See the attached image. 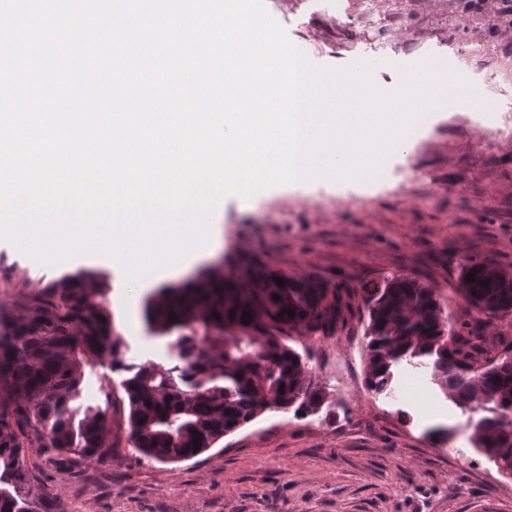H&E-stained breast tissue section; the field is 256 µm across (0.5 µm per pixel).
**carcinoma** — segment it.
<instances>
[{"mask_svg":"<svg viewBox=\"0 0 512 512\" xmlns=\"http://www.w3.org/2000/svg\"><path fill=\"white\" fill-rule=\"evenodd\" d=\"M472 271L475 281L468 282ZM363 292L368 388L389 396L401 371H428L468 414L473 450L512 467V349L479 360L460 341L436 289L416 278L394 276ZM458 292L484 314L509 313L512 267L469 259L460 267ZM97 296L105 298V290L81 272L0 307V512H34L27 449L82 459L109 450L112 394L104 393L102 403L83 400L82 366L91 358H107L111 370L127 373L121 386L129 440L159 462L190 460L268 409L307 414L322 406L321 390L305 381L301 355L280 337L286 328L313 331L338 316L340 294L314 277L253 264L235 276L215 270L192 288L157 289L145 318L158 333L177 331L169 348L179 363L163 370L125 363L126 343ZM171 312L177 319H169ZM245 312L248 324L241 322Z\"/></svg>","mask_w":512,"mask_h":512,"instance_id":"1","label":"carcinoma"}]
</instances>
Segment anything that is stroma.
<instances>
[{
	"instance_id": "obj_1",
	"label": "stroma",
	"mask_w": 512,
	"mask_h": 512,
	"mask_svg": "<svg viewBox=\"0 0 512 512\" xmlns=\"http://www.w3.org/2000/svg\"><path fill=\"white\" fill-rule=\"evenodd\" d=\"M289 40L313 64L374 62L384 91L400 64L452 58L476 91L475 111L440 107L427 131L385 161L383 182L316 179L277 185L250 201L223 199L222 245L191 271L242 269L259 260L339 290L342 312L325 327L290 331L325 392L320 411L271 409L213 448L161 463L128 441L123 373L108 361L83 366L86 400L112 388V450L78 459L32 448L27 463L47 512H512V478L477 455L467 417L429 377L402 373L395 398L366 379L362 288L410 275L436 288L460 336H482L484 355L512 344V313L490 318L458 294L466 259L512 265V27H491L503 0H264ZM501 136L490 139L491 131ZM100 276L116 333L142 322L151 284L131 285L112 259L34 260L0 238V306L46 290L70 267ZM168 337L143 326L125 360L172 367Z\"/></svg>"
}]
</instances>
